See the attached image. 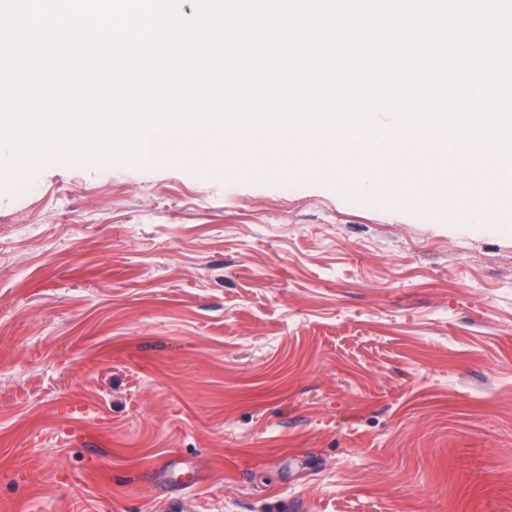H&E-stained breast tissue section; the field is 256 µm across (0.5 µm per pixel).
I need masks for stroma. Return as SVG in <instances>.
I'll list each match as a JSON object with an SVG mask.
<instances>
[{
  "label": "stroma",
  "instance_id": "1",
  "mask_svg": "<svg viewBox=\"0 0 512 512\" xmlns=\"http://www.w3.org/2000/svg\"><path fill=\"white\" fill-rule=\"evenodd\" d=\"M368 162L406 143L348 132ZM0 146V512H512V210Z\"/></svg>",
  "mask_w": 512,
  "mask_h": 512
}]
</instances>
